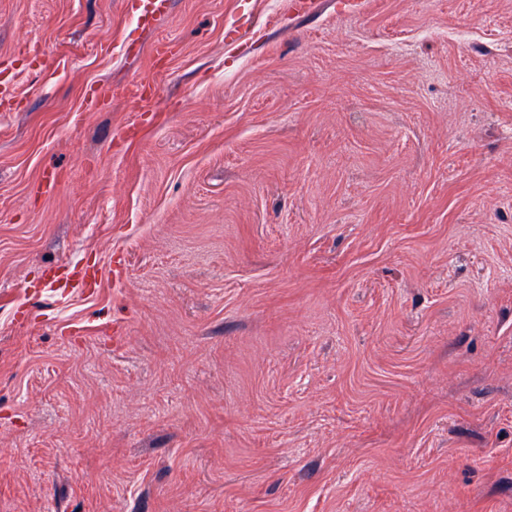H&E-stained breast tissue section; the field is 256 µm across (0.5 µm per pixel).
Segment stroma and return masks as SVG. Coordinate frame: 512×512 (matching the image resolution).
Here are the masks:
<instances>
[{
	"label": "stroma",
	"instance_id": "obj_1",
	"mask_svg": "<svg viewBox=\"0 0 512 512\" xmlns=\"http://www.w3.org/2000/svg\"><path fill=\"white\" fill-rule=\"evenodd\" d=\"M294 2L0 0V512H512V0ZM130 8L137 17L138 25L145 27L157 15L164 14L168 10L169 0H132Z\"/></svg>",
	"mask_w": 512,
	"mask_h": 512
}]
</instances>
